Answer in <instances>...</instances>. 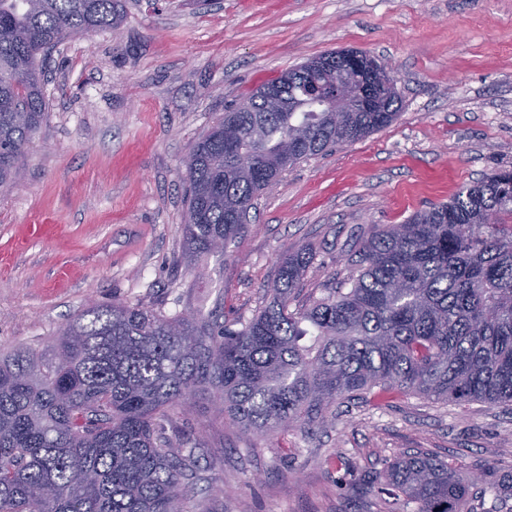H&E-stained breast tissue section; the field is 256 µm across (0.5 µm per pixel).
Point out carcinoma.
I'll return each mask as SVG.
<instances>
[{
    "label": "carcinoma",
    "mask_w": 512,
    "mask_h": 512,
    "mask_svg": "<svg viewBox=\"0 0 512 512\" xmlns=\"http://www.w3.org/2000/svg\"><path fill=\"white\" fill-rule=\"evenodd\" d=\"M122 0H0V189L46 110L43 62L70 35L110 30ZM278 79L224 113L190 149L186 256L223 257L255 196L296 164L389 125L376 112H270ZM239 136L224 150V127ZM314 256L286 254L270 301L235 328L114 301L86 307L42 352L0 355V512H182L200 479L201 444L176 430L187 400L221 395L244 433L327 421L337 404L377 390L512 410V171L489 174L403 224L374 225L350 288L290 309ZM388 494L404 512H478L487 492L452 463L399 457Z\"/></svg>",
    "instance_id": "obj_1"
}]
</instances>
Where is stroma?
<instances>
[{"mask_svg":"<svg viewBox=\"0 0 512 512\" xmlns=\"http://www.w3.org/2000/svg\"><path fill=\"white\" fill-rule=\"evenodd\" d=\"M512 0H125L120 27L45 61L48 108L0 194V353L41 350L89 302L249 320L281 258L314 261L292 305L342 287L375 224L512 171ZM344 48L388 66L389 125L288 166L224 257L191 263L190 147L262 83ZM202 443L187 512H362L364 478L407 452L470 480L512 462V411L417 395L342 404L312 433L247 436L217 404L176 409Z\"/></svg>","mask_w":512,"mask_h":512,"instance_id":"35a3bbf8","label":"stroma"}]
</instances>
